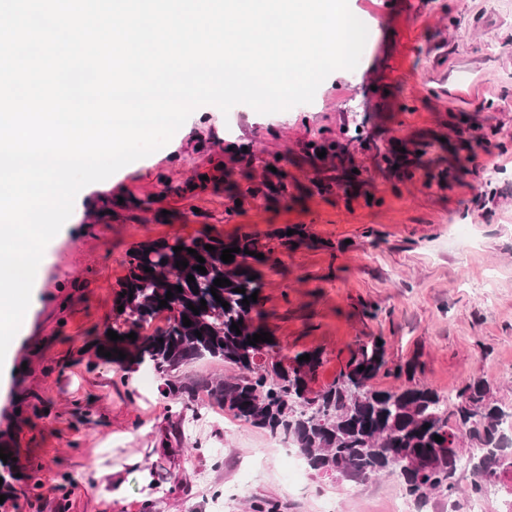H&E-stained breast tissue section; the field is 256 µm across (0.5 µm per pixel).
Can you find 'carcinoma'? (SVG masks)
<instances>
[{
	"label": "carcinoma",
	"mask_w": 512,
	"mask_h": 512,
	"mask_svg": "<svg viewBox=\"0 0 512 512\" xmlns=\"http://www.w3.org/2000/svg\"><path fill=\"white\" fill-rule=\"evenodd\" d=\"M207 244L216 250L207 251ZM176 246L183 250L174 252ZM233 247L240 252L234 254L232 262H223L222 250ZM190 248L205 263L188 254ZM246 249L262 252L264 258L246 254ZM270 254L251 233L228 240L208 233L175 236L135 248L134 253L126 254L127 274L115 292L105 330L85 341L81 351H96L102 346L112 357L99 354L97 358L122 370L133 364L148 365L163 381L162 392L167 397L193 398L206 391L224 408V415L263 429L272 437L290 440L317 473L338 471L351 479L392 476L407 495L424 501L434 494L451 496L458 492V485L450 478L465 458L471 471L468 496H486L493 477L500 474L502 454L497 448L507 416L506 407L489 399V381L473 379L456 393V422L451 425L448 398L414 381L417 363L411 358L391 371L385 346L378 345L377 336L357 341L334 380L312 391L309 384L323 363L324 352H297L285 364L274 356L276 343L248 344V338L263 328V311L261 302L246 306L242 300L262 289L260 278L250 279L255 274L254 265L264 264L277 271L278 261ZM180 260L188 261V266H175ZM200 264L207 274L195 270ZM146 266L153 272L144 271ZM189 274L195 278L191 284L187 282ZM217 278H226L232 285L216 287ZM176 286L182 291L174 290ZM213 286L229 308L217 303L211 294ZM237 288L245 289V293L235 292ZM170 289L173 298L167 300V306L159 307ZM202 299L207 309L196 315L188 305L198 308ZM120 306L124 307L121 312ZM184 316L192 321L191 326L183 325ZM234 322L239 323V335L231 329ZM109 329L124 340H110ZM132 332L137 334L134 341L126 338ZM115 349L123 351L126 358H117ZM307 353L310 360L298 361ZM204 357L222 360L237 373L214 384L185 383L174 375L182 365ZM361 365L365 366L362 371ZM381 374L394 377L399 384L387 388L372 385ZM435 435L443 441H435ZM467 441L472 447L466 450L463 444ZM0 478V491L13 496L16 484L33 480L31 475L17 476L10 459H0Z\"/></svg>",
	"instance_id": "carcinoma-1"
}]
</instances>
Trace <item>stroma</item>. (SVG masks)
Segmentation results:
<instances>
[{"label": "stroma", "instance_id": "stroma-1", "mask_svg": "<svg viewBox=\"0 0 512 512\" xmlns=\"http://www.w3.org/2000/svg\"><path fill=\"white\" fill-rule=\"evenodd\" d=\"M348 3L368 40L313 102L199 107L111 190L78 193L0 365V442L36 474L37 512H319L324 493L338 512H390L403 493L391 477L289 480L270 435L225 431L206 392L166 398L81 353L127 252L162 238L257 234L280 262L261 296L281 356L325 353L312 390L380 336L440 394L482 377L512 404V0Z\"/></svg>", "mask_w": 512, "mask_h": 512}]
</instances>
